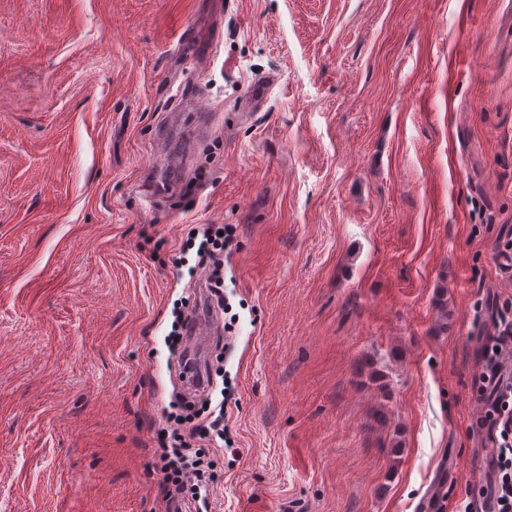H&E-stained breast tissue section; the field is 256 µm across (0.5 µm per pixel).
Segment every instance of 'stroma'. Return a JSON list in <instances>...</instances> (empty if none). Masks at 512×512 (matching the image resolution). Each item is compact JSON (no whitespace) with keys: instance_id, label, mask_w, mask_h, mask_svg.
<instances>
[{"instance_id":"obj_1","label":"stroma","mask_w":512,"mask_h":512,"mask_svg":"<svg viewBox=\"0 0 512 512\" xmlns=\"http://www.w3.org/2000/svg\"><path fill=\"white\" fill-rule=\"evenodd\" d=\"M275 84L262 104L254 84ZM218 117L185 168L179 103ZM230 224L207 512H449L512 317V0H0V512H159L185 249Z\"/></svg>"}]
</instances>
